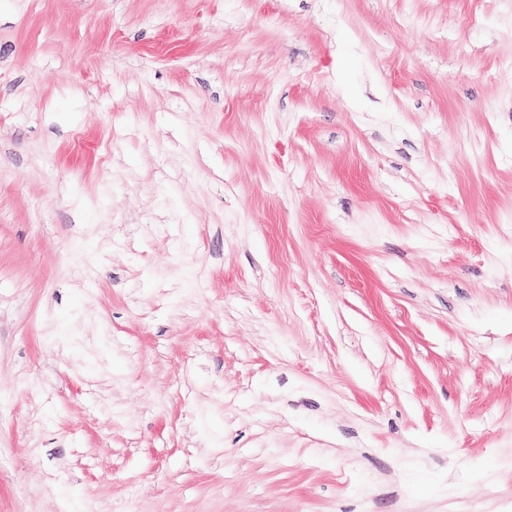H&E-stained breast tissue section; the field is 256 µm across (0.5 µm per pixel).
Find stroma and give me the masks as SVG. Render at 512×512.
Wrapping results in <instances>:
<instances>
[{
  "label": "stroma",
  "instance_id": "1",
  "mask_svg": "<svg viewBox=\"0 0 512 512\" xmlns=\"http://www.w3.org/2000/svg\"><path fill=\"white\" fill-rule=\"evenodd\" d=\"M0 512H512V0H0Z\"/></svg>",
  "mask_w": 512,
  "mask_h": 512
}]
</instances>
